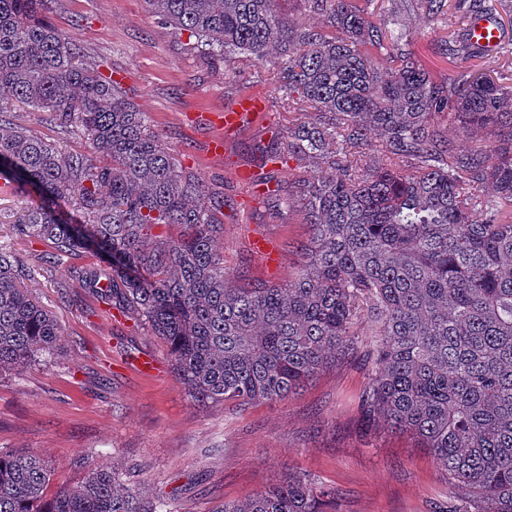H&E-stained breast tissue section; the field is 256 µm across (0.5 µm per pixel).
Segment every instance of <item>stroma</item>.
<instances>
[{"instance_id": "stroma-1", "label": "stroma", "mask_w": 512, "mask_h": 512, "mask_svg": "<svg viewBox=\"0 0 512 512\" xmlns=\"http://www.w3.org/2000/svg\"><path fill=\"white\" fill-rule=\"evenodd\" d=\"M449 2L440 23L420 0H370L368 10L373 19L405 25L411 50L445 81L457 69L440 44L469 7L467 0ZM48 17L78 39L89 64L122 77L181 167L223 195L226 269L243 283L294 278L309 224L239 178L257 172L273 132L287 131L298 117L273 92L277 55L206 62L188 36L149 12L146 0H52ZM246 94L264 97L267 111L244 117L228 135L207 122ZM220 135L226 143L216 156L210 143ZM97 262L84 253L61 261L52 276L26 279L63 336L52 356L0 375V452L40 455L50 470L46 496L107 463L122 474L138 472L144 498L166 499L170 512H212L263 492L289 471L334 489L336 512H436L442 502L465 500L466 490L449 483L427 449L364 425L358 400L370 380L365 356L324 369L283 401L195 402L163 342L146 326L115 321L107 305L71 279L70 267ZM60 281L70 303L60 300ZM137 356L155 359L161 373L129 366Z\"/></svg>"}]
</instances>
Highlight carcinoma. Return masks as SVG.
Returning <instances> with one entry per match:
<instances>
[{"label":"carcinoma","mask_w":512,"mask_h":512,"mask_svg":"<svg viewBox=\"0 0 512 512\" xmlns=\"http://www.w3.org/2000/svg\"><path fill=\"white\" fill-rule=\"evenodd\" d=\"M212 60L285 57L276 90L316 119L288 129L261 167L323 163L266 196L311 226L286 284H241L224 268V195L179 167L119 82L84 62L75 37L46 18L47 0H0V180L28 196L9 222L50 243L40 269L92 253L71 278L168 348L175 374L201 403L281 401L327 365L365 350L359 400L427 448L470 492L444 512H512V82L464 69L439 83L357 0H305L321 21L288 27L278 0H146ZM464 33L445 54L467 62ZM37 110L85 147L16 123ZM439 113L478 145L457 148ZM379 139L388 164L361 173L355 154ZM157 228L164 232L154 234ZM36 269L0 240V372L50 355L55 317L21 287ZM46 462L0 453V512H168L102 464L85 482L44 498ZM335 492L301 476L214 512H329Z\"/></svg>","instance_id":"cac0c4a2"}]
</instances>
